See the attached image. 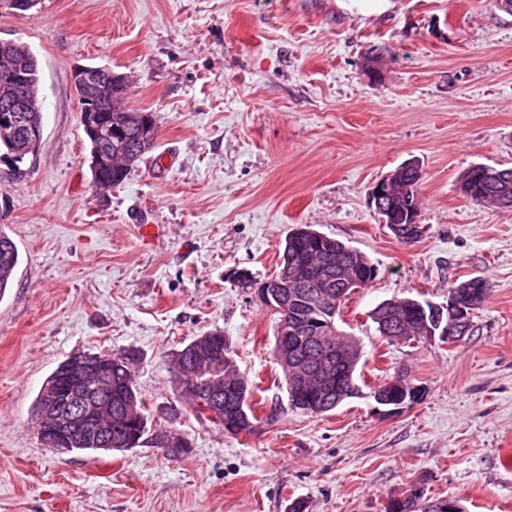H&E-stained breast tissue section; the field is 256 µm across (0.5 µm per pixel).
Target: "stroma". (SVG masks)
<instances>
[{"instance_id":"stroma-1","label":"stroma","mask_w":512,"mask_h":512,"mask_svg":"<svg viewBox=\"0 0 512 512\" xmlns=\"http://www.w3.org/2000/svg\"><path fill=\"white\" fill-rule=\"evenodd\" d=\"M0 40L30 47L44 98L38 152L17 172L0 161V232L19 251L0 298V512H385L418 487L512 512V209L461 189L470 165L512 167V13L497 0H40L24 16L0 6ZM104 64L159 132L102 196L72 72ZM411 160L423 233L405 243L369 194ZM298 224L376 266L336 324L359 342L366 383L408 371L412 405L290 407L278 316L257 289ZM472 277L493 289L456 344L389 342L370 318L393 298L447 302ZM213 329L257 384L252 433H225L173 383L172 353ZM129 350L150 426L190 454L44 447L34 403L55 368Z\"/></svg>"}]
</instances>
